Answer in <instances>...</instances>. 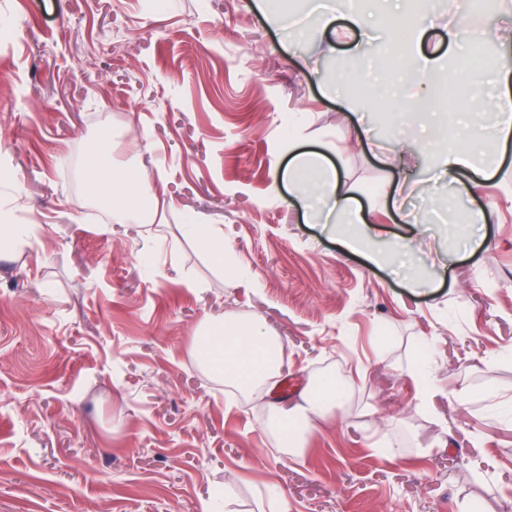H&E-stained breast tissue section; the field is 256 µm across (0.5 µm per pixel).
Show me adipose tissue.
Segmentation results:
<instances>
[{
  "instance_id": "1",
  "label": "adipose tissue",
  "mask_w": 512,
  "mask_h": 512,
  "mask_svg": "<svg viewBox=\"0 0 512 512\" xmlns=\"http://www.w3.org/2000/svg\"><path fill=\"white\" fill-rule=\"evenodd\" d=\"M499 58L495 70L501 85L489 107L498 115L495 126L482 130V138L495 149H503L512 141V37L501 35ZM87 177L101 200L112 207V219L122 223H157L166 201L164 192L150 176L137 168L114 167L107 145L95 144ZM438 166L448 176L468 172L472 178L467 192L480 190L490 177L489 167L477 164L469 149L455 145L437 154ZM289 193L303 202L305 215L321 213L324 217L341 215L346 223L362 225L361 237L342 241L349 251L360 249L364 238L381 236V226L372 224L370 211L360 207L353 188L341 180L325 155L288 145V163L280 174ZM199 363L223 378L226 387L247 396L264 398L271 381L279 375L284 363L280 341L271 336L261 319L253 316L239 320L223 314H206L193 339ZM347 386L343 383L309 378L297 400L288 404H272L269 426L276 432L286 454L302 453L301 439L316 417L328 413L344 402Z\"/></svg>"
}]
</instances>
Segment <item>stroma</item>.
I'll return each mask as SVG.
<instances>
[{"label": "stroma", "mask_w": 512, "mask_h": 512, "mask_svg": "<svg viewBox=\"0 0 512 512\" xmlns=\"http://www.w3.org/2000/svg\"><path fill=\"white\" fill-rule=\"evenodd\" d=\"M316 3L347 17L362 0H275L272 20L258 0H0V199L33 227L0 259V512H201L218 490L231 512H512V416L494 410L512 396V143L465 193L416 150L421 113L399 127L374 85L339 82L353 46L324 53ZM403 25L371 20L362 66H393ZM497 90L490 70L448 82V141ZM290 134L375 209L392 256L305 223L275 178ZM105 136L162 180L161 223L79 207L62 161ZM398 182L403 206L385 204ZM190 216L223 234V259L184 234ZM210 311L263 316L281 399L312 376L347 382L303 455L268 432V400L197 362ZM423 355L427 401L408 374Z\"/></svg>", "instance_id": "obj_1"}]
</instances>
